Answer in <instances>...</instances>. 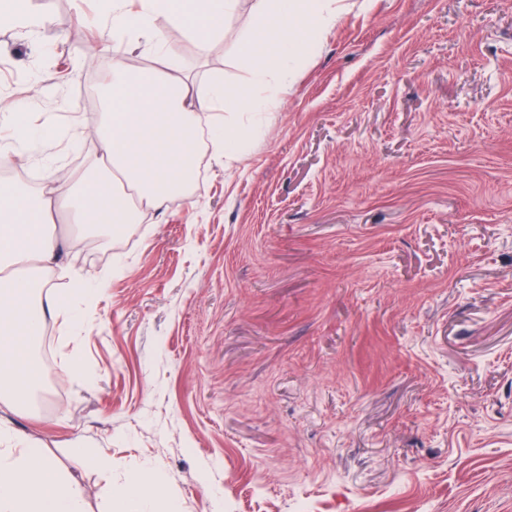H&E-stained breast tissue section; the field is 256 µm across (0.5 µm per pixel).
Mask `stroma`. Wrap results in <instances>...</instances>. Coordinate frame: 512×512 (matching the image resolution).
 Masks as SVG:
<instances>
[{
    "label": "stroma",
    "mask_w": 512,
    "mask_h": 512,
    "mask_svg": "<svg viewBox=\"0 0 512 512\" xmlns=\"http://www.w3.org/2000/svg\"><path fill=\"white\" fill-rule=\"evenodd\" d=\"M334 5L188 195L112 245L51 227L62 266L109 277L78 326L47 317L39 382L0 422L87 512L142 473L156 512H512V0ZM251 6L168 65L248 85ZM31 7L53 23L0 27V99L78 130L40 181L0 161L36 195L93 164L114 61L159 62L102 40L101 0Z\"/></svg>",
    "instance_id": "35a3bbf8"
}]
</instances>
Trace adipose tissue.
<instances>
[{
  "label": "adipose tissue",
  "instance_id": "1",
  "mask_svg": "<svg viewBox=\"0 0 512 512\" xmlns=\"http://www.w3.org/2000/svg\"><path fill=\"white\" fill-rule=\"evenodd\" d=\"M238 0H108L102 16L109 35L143 43L166 57L155 32L158 16L207 49L224 36ZM336 18L323 0H256L240 56L250 64L251 91L212 77L197 86L181 70L150 69L131 75L114 64L108 110L95 128L100 155L95 175L55 178V188L30 199L0 182V365L6 368L8 403L23 406L35 382L28 344L39 335L44 312L78 324L83 307L101 291L105 274L72 275L63 293H52L42 273L59 265L60 244L49 230L58 210L76 223L116 231L139 223L142 206L161 209L181 193L195 154L198 115L232 104L265 110L271 91L288 84L301 64L299 45L316 46ZM20 105L0 101V153L30 156L47 138L63 140L69 129L48 130L18 119ZM0 512H86L79 487L42 449L24 447L18 433L0 423Z\"/></svg>",
  "mask_w": 512,
  "mask_h": 512
}]
</instances>
